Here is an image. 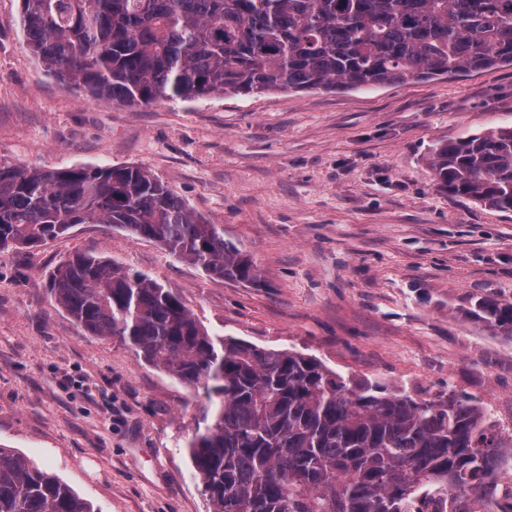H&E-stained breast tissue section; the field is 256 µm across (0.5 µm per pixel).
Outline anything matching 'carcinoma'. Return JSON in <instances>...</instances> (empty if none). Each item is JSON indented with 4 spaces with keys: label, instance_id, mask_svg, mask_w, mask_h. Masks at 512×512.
<instances>
[{
    "label": "carcinoma",
    "instance_id": "cac0c4a2",
    "mask_svg": "<svg viewBox=\"0 0 512 512\" xmlns=\"http://www.w3.org/2000/svg\"><path fill=\"white\" fill-rule=\"evenodd\" d=\"M26 43L47 71L99 101L149 106L225 93L348 90L512 66V0H23ZM440 187L512 211V127L433 149ZM77 224L153 240L208 276L256 285L254 262L137 165L0 164V248ZM85 331L209 402L189 441L210 512H502L505 435L453 391L413 398L301 352L210 332L171 289L89 255L51 275ZM470 318L512 337V302ZM0 512H94L59 477L0 447Z\"/></svg>",
    "mask_w": 512,
    "mask_h": 512
}]
</instances>
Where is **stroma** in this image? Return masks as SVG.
Here are the masks:
<instances>
[{"instance_id": "obj_1", "label": "stroma", "mask_w": 512, "mask_h": 512, "mask_svg": "<svg viewBox=\"0 0 512 512\" xmlns=\"http://www.w3.org/2000/svg\"><path fill=\"white\" fill-rule=\"evenodd\" d=\"M494 126H512V67L112 105L49 76L22 0H0V164L143 166L261 280L209 277L106 224L0 251V446L95 512H209L187 455L203 392L77 326L50 291L77 254L172 288L213 333L415 397L468 395L512 432V338L467 316L512 301V212L449 195L430 166L436 144Z\"/></svg>"}]
</instances>
